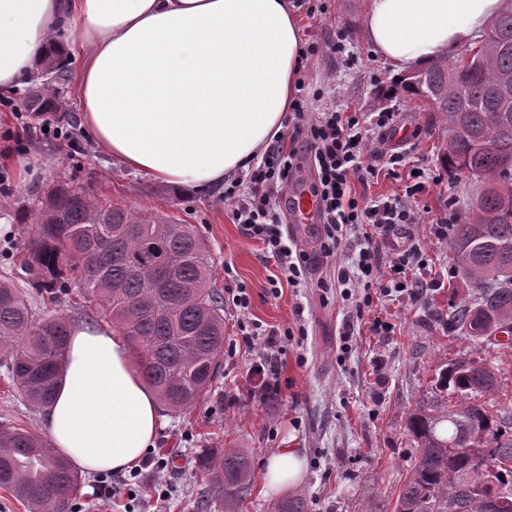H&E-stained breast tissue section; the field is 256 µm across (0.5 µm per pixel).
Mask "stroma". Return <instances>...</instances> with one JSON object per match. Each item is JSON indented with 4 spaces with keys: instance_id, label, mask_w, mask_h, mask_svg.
Returning a JSON list of instances; mask_svg holds the SVG:
<instances>
[{
    "instance_id": "obj_1",
    "label": "stroma",
    "mask_w": 512,
    "mask_h": 512,
    "mask_svg": "<svg viewBox=\"0 0 512 512\" xmlns=\"http://www.w3.org/2000/svg\"><path fill=\"white\" fill-rule=\"evenodd\" d=\"M291 3L302 40H339L345 46L342 54L304 60L305 82L319 92L311 112H394V129L375 132L373 146L386 155L407 151L420 161L430 182L418 197L421 219L411 232L433 268L454 265L447 241L433 236L432 221L452 208L466 215L475 188L467 178H446L444 130L426 102L397 89L392 67L364 40L366 0ZM23 96L20 88L0 96V214H7L12 226L0 235V276L19 274L28 259L24 243L31 226L20 221L24 211L34 210L53 186L66 183L139 218L196 226L209 246L213 288L226 295L241 285L250 296L244 316L225 302L223 368L192 407L166 413L153 450L155 463L142 467L137 477V498L97 496V478L87 475L73 512H197L207 486L196 466L204 448H237L247 458L254 479L234 503V512H274L277 500L264 495L261 474L266 457L280 448L297 449L305 461V478L296 490L305 495L307 512H395L416 455L405 416L433 397L441 364L465 354L482 357L500 371L495 405L512 410V351L465 342L444 325L449 306L463 297L461 279L415 296H388L357 285L345 289L337 283L335 261L320 255L316 229L287 222L283 231L314 259L305 282L291 286L277 280L278 269L263 245L227 218L223 189H175L100 154L80 126L69 84L61 121L69 140L38 132L18 137ZM33 150L52 155L57 163L38 185L26 188L3 156ZM438 174L442 183L432 184ZM31 302L42 316L58 312L73 321L100 319L95 302L77 289L56 300L47 293L35 295ZM350 318L356 321L355 336L345 349L340 332ZM377 321L385 323L384 331H374ZM251 323L279 334L276 383L263 402L253 399L247 375L263 348L262 337L246 331ZM5 423L44 434L38 410L22 400L0 368V424Z\"/></svg>"
}]
</instances>
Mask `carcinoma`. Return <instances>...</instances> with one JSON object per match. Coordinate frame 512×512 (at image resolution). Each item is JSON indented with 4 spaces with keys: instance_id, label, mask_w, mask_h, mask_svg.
<instances>
[{
    "instance_id": "1",
    "label": "carcinoma",
    "mask_w": 512,
    "mask_h": 512,
    "mask_svg": "<svg viewBox=\"0 0 512 512\" xmlns=\"http://www.w3.org/2000/svg\"><path fill=\"white\" fill-rule=\"evenodd\" d=\"M39 76L56 83L28 89L24 111L35 120L62 111L58 86L69 81L53 55ZM505 76L512 77V0L468 66L435 60L404 78L403 91L431 103L445 125L448 172L490 180L464 221L452 226L449 246L473 295L450 312L448 331L512 350V337L496 336L499 327L512 326V207L505 204L512 200V113L498 111L497 99ZM453 82L466 99L456 96ZM26 250L28 282L51 295L71 288L66 270L78 272L77 286L88 285L103 317L140 350L147 383L171 411L190 408L212 386L224 357V304L211 287L208 245L193 225L140 219L59 184L35 217ZM29 295L14 280H0V367L26 403L40 409L54 397L70 321L62 313L38 317ZM499 386L498 370L480 357L450 360L440 370L436 389L448 401L419 404L407 416L417 457L396 512H512V414L488 407ZM197 461L208 479L201 512L248 488L240 450L205 448ZM81 482L46 441L0 426V487L28 512H67ZM274 512H307L305 496L283 498Z\"/></svg>"
}]
</instances>
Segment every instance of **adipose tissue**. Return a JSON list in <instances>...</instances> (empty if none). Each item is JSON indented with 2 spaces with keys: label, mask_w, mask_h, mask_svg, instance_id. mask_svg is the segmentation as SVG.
Instances as JSON below:
<instances>
[{
  "label": "adipose tissue",
  "mask_w": 512,
  "mask_h": 512,
  "mask_svg": "<svg viewBox=\"0 0 512 512\" xmlns=\"http://www.w3.org/2000/svg\"><path fill=\"white\" fill-rule=\"evenodd\" d=\"M503 0H368L362 34L394 71L451 59ZM74 33L76 98L99 153L174 187H213L248 170L282 129L301 67L288 0H0V91ZM54 448L86 473L138 467L164 424L125 336L72 325L42 411ZM296 449L267 457L268 493L299 484Z\"/></svg>",
  "instance_id": "ef3b65f1"
}]
</instances>
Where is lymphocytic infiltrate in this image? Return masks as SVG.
Returning a JSON list of instances; mask_svg holds the SVG:
<instances>
[{"label":"lymphocytic infiltrate","mask_w":512,"mask_h":512,"mask_svg":"<svg viewBox=\"0 0 512 512\" xmlns=\"http://www.w3.org/2000/svg\"><path fill=\"white\" fill-rule=\"evenodd\" d=\"M292 106L291 145H278L262 157L249 174L248 181L231 178L224 183L228 217L242 225L254 239L261 241L280 273L291 285L305 279L312 262L300 251L294 237L284 236L282 204L288 199V187L301 163H308L315 176L313 191L320 202L319 251L334 258L348 247L346 230L362 231L354 268L339 267V285L358 283L365 288L380 287L386 294H417L424 288L443 287L444 278L433 277L425 252L418 243L398 251L388 268L379 266V245L398 232L419 223L416 197L426 190L424 182L406 186L404 193L365 199L356 186L367 181L379 169L395 175L405 163L396 153L380 160L369 149L371 131L389 129L393 112L382 110L356 117L327 111L310 116L305 83H298Z\"/></svg>","instance_id":"1"}]
</instances>
